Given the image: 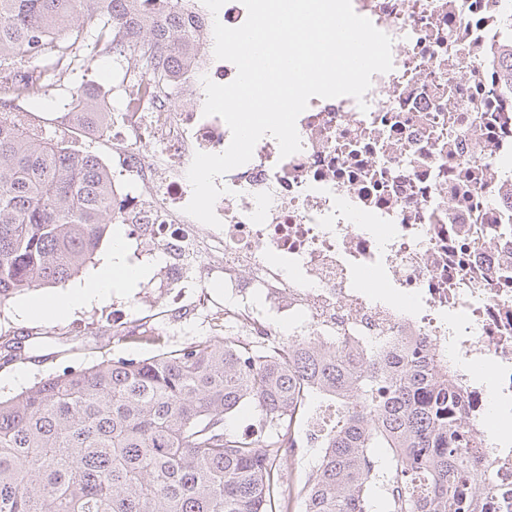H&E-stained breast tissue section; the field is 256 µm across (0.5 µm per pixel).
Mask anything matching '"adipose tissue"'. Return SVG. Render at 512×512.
<instances>
[{
	"instance_id": "ef3b65f1",
	"label": "adipose tissue",
	"mask_w": 512,
	"mask_h": 512,
	"mask_svg": "<svg viewBox=\"0 0 512 512\" xmlns=\"http://www.w3.org/2000/svg\"><path fill=\"white\" fill-rule=\"evenodd\" d=\"M149 275L146 268L129 263L122 233H114L107 258L96 272L82 285L75 288L66 299L49 303L35 302L22 310L24 318L65 316L75 308L101 303L118 291H129Z\"/></svg>"
}]
</instances>
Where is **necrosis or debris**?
Wrapping results in <instances>:
<instances>
[{"label":"necrosis or debris","mask_w":512,"mask_h":512,"mask_svg":"<svg viewBox=\"0 0 512 512\" xmlns=\"http://www.w3.org/2000/svg\"><path fill=\"white\" fill-rule=\"evenodd\" d=\"M392 40L393 68L373 75L367 109L349 96L311 98L297 119L302 149L281 157L261 138L252 159L216 186L224 285L270 304L265 316L228 304L241 338L280 325L335 329L351 349L425 344L453 364L459 417L482 448L491 490L486 512H512V92L498 76L512 43V0H352ZM180 8L202 19L195 40L172 48L178 64L160 96L141 95L128 71L129 102L105 122L126 164L112 187L130 235L148 232L152 255L194 256L200 223L185 213L196 152L220 153L225 121L203 113L204 80L237 70L211 51L213 23L242 25L241 0L211 14L202 0ZM374 271L375 287L359 277Z\"/></svg>","instance_id":"necrosis-or-debris-1"}]
</instances>
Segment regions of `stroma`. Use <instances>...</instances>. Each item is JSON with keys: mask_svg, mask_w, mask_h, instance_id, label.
I'll use <instances>...</instances> for the list:
<instances>
[{"mask_svg": "<svg viewBox=\"0 0 512 512\" xmlns=\"http://www.w3.org/2000/svg\"><path fill=\"white\" fill-rule=\"evenodd\" d=\"M89 75L71 76L69 85L91 80L110 88L116 84V68L111 57L99 55L89 65ZM60 86L51 100L24 102V109L41 117L43 132L71 149L97 155L105 164L119 156L107 137L89 138L87 132H59L56 110L68 96ZM149 237L129 242L130 257L152 265L151 277L139 288L113 294L101 304L81 307L72 314L21 320L18 310L33 300L66 297L75 286L96 270L106 256L100 246L92 262L63 284L29 291L0 308V337L22 341L23 360L0 367V398L12 397L49 375L66 369L79 370L105 359L147 358L158 350H173L224 332V274L208 254H200L188 266L182 284H175L161 266L153 265L148 254Z\"/></svg>", "mask_w": 512, "mask_h": 512, "instance_id": "1", "label": "stroma"}]
</instances>
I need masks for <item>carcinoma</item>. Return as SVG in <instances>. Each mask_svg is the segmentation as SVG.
<instances>
[{"instance_id": "carcinoma-1", "label": "carcinoma", "mask_w": 512, "mask_h": 512, "mask_svg": "<svg viewBox=\"0 0 512 512\" xmlns=\"http://www.w3.org/2000/svg\"><path fill=\"white\" fill-rule=\"evenodd\" d=\"M0 0V105L59 85L61 61L90 51L144 70L159 88L160 49L193 36L179 0ZM44 65L33 75L32 59ZM76 119L99 125V104L69 90ZM123 223L110 172L90 153L34 136L0 117V305L64 283ZM3 363L24 346L6 340ZM422 349L342 351L312 331L278 345L224 332L143 359L66 369L0 399V512H277L286 501L282 453L295 427L334 403L336 417L300 490L304 512H479L478 444L454 417L459 402ZM249 403L264 434L226 428ZM386 449V459L375 449Z\"/></svg>"}]
</instances>
